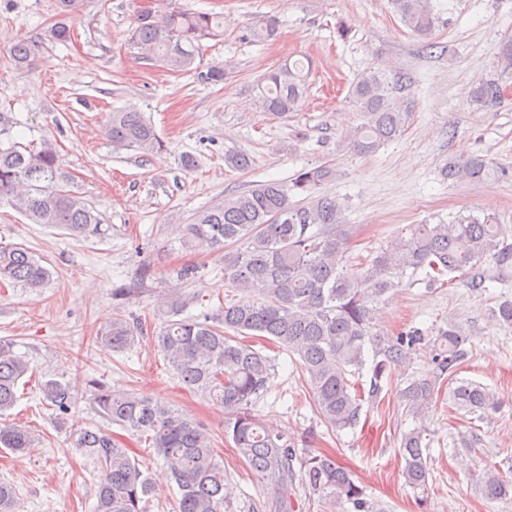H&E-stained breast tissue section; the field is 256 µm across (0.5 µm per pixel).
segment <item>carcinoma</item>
Here are the masks:
<instances>
[{"instance_id": "cac0c4a2", "label": "carcinoma", "mask_w": 512, "mask_h": 512, "mask_svg": "<svg viewBox=\"0 0 512 512\" xmlns=\"http://www.w3.org/2000/svg\"><path fill=\"white\" fill-rule=\"evenodd\" d=\"M393 13L418 38L435 48L431 36L436 17L432 0H390ZM80 0H56L59 21L48 31L53 43L70 39L65 19ZM279 20L268 17L241 31L248 42L274 37ZM224 35V17L174 9L158 18L137 15L131 42L144 57L173 71H192L201 42ZM37 45L26 39L11 47L16 67L34 64ZM310 65L301 60L273 66L257 85L258 101L267 114L286 120L297 111L308 88ZM405 72L388 76L381 70L363 73L349 90L358 124L344 139L357 155L373 153L405 131L413 115ZM512 87V40L497 52L494 76L474 83L469 96L476 109L502 99ZM105 134L112 148L155 154L164 144L151 121L134 107L107 115ZM14 122L0 112V201H7L33 224H45L73 237H103L101 215L81 197L65 189L55 169V147L48 140L24 145L15 140ZM444 177L479 183L490 177L512 178V169L473 153L450 156ZM336 178L328 165L304 167L291 182L268 181L226 197L198 211L180 229L187 248L224 252V279L240 294L220 313L191 315L198 298L171 288L160 304L159 330L147 318L118 316L96 337L115 353L153 334L157 351L183 385L219 399L224 405V438L238 457L258 476L282 487L295 478L320 499L351 505L350 512H377L364 486L330 455H300L286 434L263 424L255 404L266 390L274 363L263 350L245 343L261 337L297 356L316 412L333 432L355 428L363 403L374 402L385 380L406 363L421 341L417 331L386 336L376 330V305L390 291L408 286L418 275L430 287L459 274L465 287L483 293L490 283L512 281V243L499 238L495 217L460 216L452 224H413L373 251L358 270L349 268L346 253L356 229L345 223L343 207L322 186ZM303 196L297 203L290 194ZM51 272L42 259L22 244L0 242V280L24 288H42ZM500 324L512 327V297L492 310ZM468 332L450 321L437 329L432 349V378L409 382L403 391L406 412L415 418L434 396L448 386L449 407L482 419L497 407L488 389L458 378L467 357ZM368 369L369 384L359 377ZM30 371L27 356L15 343L0 338V419L18 400L20 382ZM42 401L59 423L70 414L78 389L70 382L49 379L41 384ZM84 393L105 422L138 437L163 460L170 485L180 495L178 512H224V464L216 457L212 436L200 423L163 402L134 392L114 389L85 377ZM35 436L24 426L0 422V448L23 453L35 447ZM74 447L98 468L94 512H151L155 484L139 461L114 436L102 429H85ZM403 476L415 489L427 490L430 466L419 428L402 434ZM483 491L489 499L512 498V480L499 475L496 465L484 471ZM14 484L0 479V512H16Z\"/></svg>"}]
</instances>
